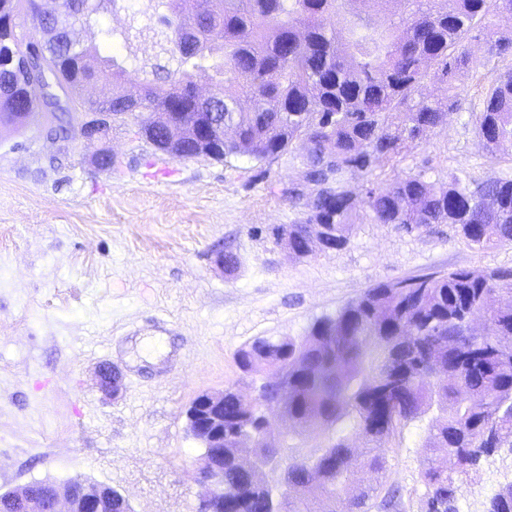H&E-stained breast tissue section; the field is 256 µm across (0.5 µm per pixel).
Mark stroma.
I'll list each match as a JSON object with an SVG mask.
<instances>
[{
  "label": "stroma",
  "mask_w": 512,
  "mask_h": 512,
  "mask_svg": "<svg viewBox=\"0 0 512 512\" xmlns=\"http://www.w3.org/2000/svg\"><path fill=\"white\" fill-rule=\"evenodd\" d=\"M100 14L91 36L117 59L136 54L125 78L139 83L155 62V38L104 45L115 29ZM472 64L452 86L445 124L418 143L400 173L477 181L512 179V146L480 147L475 109L484 86L512 69V55L485 63L482 38L468 40ZM75 102L37 104L17 126L0 125V492L31 482L74 479L125 494L133 512H196L199 445L185 412L200 393L240 381L239 348L258 336H302L367 288L455 269L512 268V244L481 249L450 224L407 233L389 224L356 225L341 250L297 258L271 227L303 211L279 195L301 177L298 153L265 178L248 157L216 162L156 151L134 124L114 128V166L91 161L84 139L53 141L64 121L80 126ZM238 259L233 274L219 253ZM123 373L118 396L105 394L99 366ZM429 416L386 443L385 481L400 489L406 512H421ZM512 481V450L459 483L460 512H483Z\"/></svg>",
  "instance_id": "35a3bbf8"
}]
</instances>
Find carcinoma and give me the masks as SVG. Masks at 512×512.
<instances>
[{
  "label": "carcinoma",
  "instance_id": "obj_1",
  "mask_svg": "<svg viewBox=\"0 0 512 512\" xmlns=\"http://www.w3.org/2000/svg\"><path fill=\"white\" fill-rule=\"evenodd\" d=\"M383 15L376 25L365 6ZM26 6L39 16V0H0V14ZM165 30L164 64L143 66L138 86L124 82V69L102 57L94 45L97 70L85 73L80 56L60 36L43 47L66 87L82 77L100 84L92 112H112V123L132 119L156 150L184 159L192 148L154 129L150 115L126 106L131 96L152 103L155 112H212L235 129L207 158L247 156L262 177L270 165L305 140L302 176L288 182L281 197L305 207L301 183L317 190L312 210L296 224L271 230L275 243L307 257L318 251L317 226L326 229L329 250L345 248L355 225L367 220L411 232L452 224L482 248L512 242V180L467 181L457 175L428 180L424 174L379 175L396 170L417 143L448 115L452 98L426 93L431 82H446L468 69L465 44L482 30L494 10L512 16V0H154ZM193 14L199 36L186 45L178 29ZM348 14L342 28L334 16ZM485 58H499L512 38L484 33ZM212 84L214 98L191 95L198 82ZM36 103L27 85L0 81V123H14L15 103ZM476 130L492 155L512 142V70L500 74L484 93ZM365 181L363 198L347 179ZM487 323L482 342L467 330L472 316ZM244 374L272 366L288 377V403L265 395L270 418L286 430L259 431L236 393L224 390V509L276 512L272 489L253 486L235 465L237 438L252 434L271 456L272 439L290 441L310 429L318 442L294 458L296 483H313L288 500L285 512H403L399 491L380 481L364 483L359 471L381 474L385 440L398 428L428 413L424 445L433 454L458 457L448 471L434 463L420 473L427 490L425 512H457L455 485L472 480L482 462L512 448V269L451 270L380 282L333 315L316 320L300 337L259 336L235 354ZM363 446L350 448L351 438ZM484 512H512V482L501 486Z\"/></svg>",
  "mask_w": 512,
  "mask_h": 512
}]
</instances>
